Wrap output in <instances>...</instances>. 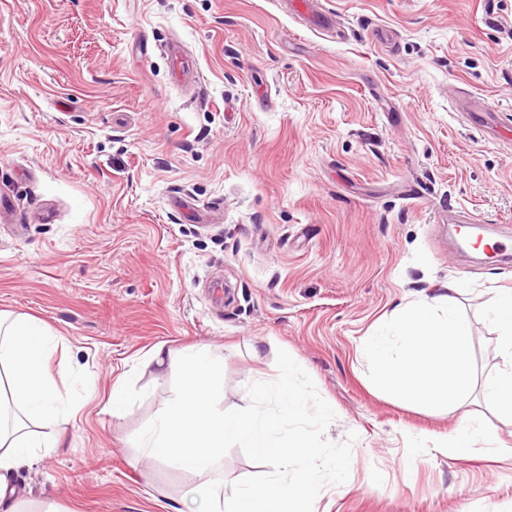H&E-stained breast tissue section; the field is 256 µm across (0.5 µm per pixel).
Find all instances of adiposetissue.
<instances>
[{"label":"adipose tissue","instance_id":"adipose-tissue-1","mask_svg":"<svg viewBox=\"0 0 512 512\" xmlns=\"http://www.w3.org/2000/svg\"><path fill=\"white\" fill-rule=\"evenodd\" d=\"M470 326L448 306L409 303L364 340L376 385L393 398L445 407L468 391ZM39 319L0 312V512H22L10 475L61 447L73 419L67 365Z\"/></svg>","mask_w":512,"mask_h":512}]
</instances>
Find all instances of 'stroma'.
Returning <instances> with one entry per match:
<instances>
[{
    "label": "stroma",
    "mask_w": 512,
    "mask_h": 512,
    "mask_svg": "<svg viewBox=\"0 0 512 512\" xmlns=\"http://www.w3.org/2000/svg\"><path fill=\"white\" fill-rule=\"evenodd\" d=\"M318 2L330 32L286 0H0V310L43 321L81 378L73 443L13 477L28 512H182L194 476L134 442L173 396L145 360L161 342L211 347L227 410L278 350L311 376L327 439L356 436L317 512H512V417L484 398L512 367L486 315L512 289V0ZM174 43L195 82L177 85ZM467 95L494 128L458 112ZM472 215L478 258L453 235ZM443 299L471 328V388L403 404L362 341ZM466 418L492 445L450 457ZM129 404L130 398L125 375H123L112 384V391L108 400V408L112 412V417H123L129 408Z\"/></svg>",
    "instance_id": "obj_1"
}]
</instances>
